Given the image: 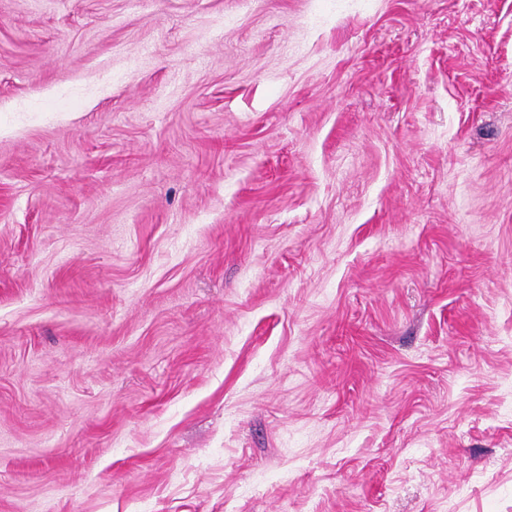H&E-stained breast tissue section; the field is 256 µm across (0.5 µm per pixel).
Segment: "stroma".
Returning a JSON list of instances; mask_svg holds the SVG:
<instances>
[{
    "label": "stroma",
    "instance_id": "1",
    "mask_svg": "<svg viewBox=\"0 0 512 512\" xmlns=\"http://www.w3.org/2000/svg\"><path fill=\"white\" fill-rule=\"evenodd\" d=\"M0 512H512V0H0Z\"/></svg>",
    "mask_w": 512,
    "mask_h": 512
}]
</instances>
